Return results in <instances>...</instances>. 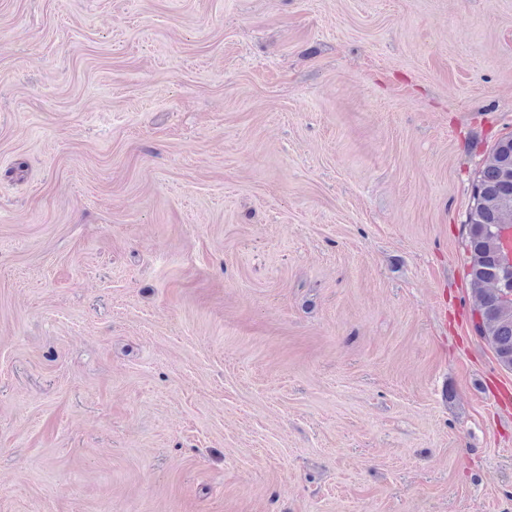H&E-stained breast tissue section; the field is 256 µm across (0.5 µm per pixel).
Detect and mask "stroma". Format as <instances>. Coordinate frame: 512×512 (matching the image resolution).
<instances>
[{
    "mask_svg": "<svg viewBox=\"0 0 512 512\" xmlns=\"http://www.w3.org/2000/svg\"><path fill=\"white\" fill-rule=\"evenodd\" d=\"M510 136L512 0H0V512H512ZM501 140L491 161L480 171L474 205L467 218L465 251L470 285L478 295L480 335L495 352L499 364L512 371V293L500 274L499 256L508 260L509 247L502 229L512 226V145Z\"/></svg>",
    "mask_w": 512,
    "mask_h": 512,
    "instance_id": "35a3bbf8",
    "label": "stroma"
}]
</instances>
